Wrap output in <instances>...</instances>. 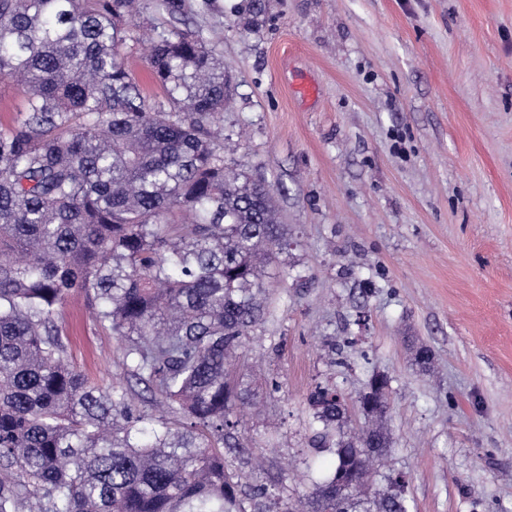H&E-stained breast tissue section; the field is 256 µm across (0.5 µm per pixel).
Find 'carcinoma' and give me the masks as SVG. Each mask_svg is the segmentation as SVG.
<instances>
[{
    "label": "carcinoma",
    "instance_id": "carcinoma-1",
    "mask_svg": "<svg viewBox=\"0 0 512 512\" xmlns=\"http://www.w3.org/2000/svg\"><path fill=\"white\" fill-rule=\"evenodd\" d=\"M136 0H0V81L24 106L0 126V512H411L380 472L390 441L342 429L336 389L309 398L332 472L297 499L242 490L236 351L265 315L288 247L270 187L224 167L230 99L201 32L154 28L148 104L119 47ZM87 300L134 376L177 422L144 426L126 392L72 364L56 310Z\"/></svg>",
    "mask_w": 512,
    "mask_h": 512
}]
</instances>
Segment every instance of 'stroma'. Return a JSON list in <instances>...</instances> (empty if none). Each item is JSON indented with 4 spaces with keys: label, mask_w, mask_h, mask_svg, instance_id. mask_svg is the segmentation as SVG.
Listing matches in <instances>:
<instances>
[{
    "label": "stroma",
    "mask_w": 512,
    "mask_h": 512,
    "mask_svg": "<svg viewBox=\"0 0 512 512\" xmlns=\"http://www.w3.org/2000/svg\"><path fill=\"white\" fill-rule=\"evenodd\" d=\"M178 4L140 0L120 55L154 103L146 26L207 34L229 76L224 164L272 186L290 239L234 360L259 400L235 467L311 492L333 456L313 450L310 393L336 385L357 431L380 373L412 512H512V0ZM56 319L91 383L159 417L83 301Z\"/></svg>",
    "instance_id": "35a3bbf8"
}]
</instances>
